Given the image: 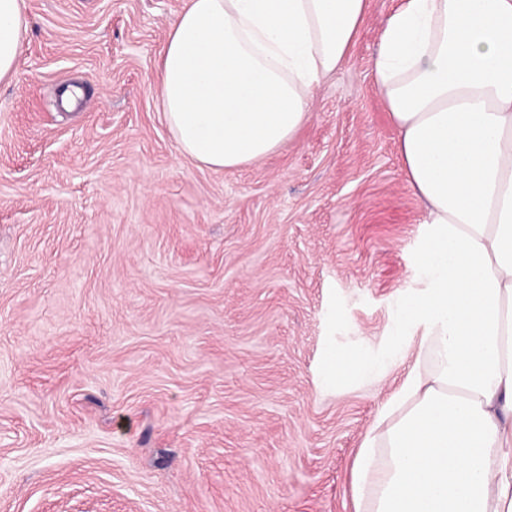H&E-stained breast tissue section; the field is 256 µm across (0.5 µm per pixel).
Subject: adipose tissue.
<instances>
[{
  "label": "adipose tissue",
  "mask_w": 512,
  "mask_h": 512,
  "mask_svg": "<svg viewBox=\"0 0 512 512\" xmlns=\"http://www.w3.org/2000/svg\"><path fill=\"white\" fill-rule=\"evenodd\" d=\"M367 0H187L158 66L178 151L257 162L309 118ZM23 0H0V81ZM429 233L404 298L417 354L352 469L355 512H512V0H400L372 68Z\"/></svg>",
  "instance_id": "ef3b65f1"
}]
</instances>
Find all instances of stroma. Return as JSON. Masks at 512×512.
Returning a JSON list of instances; mask_svg holds the SVG:
<instances>
[{
	"label": "stroma",
	"instance_id": "35a3bbf8",
	"mask_svg": "<svg viewBox=\"0 0 512 512\" xmlns=\"http://www.w3.org/2000/svg\"><path fill=\"white\" fill-rule=\"evenodd\" d=\"M24 2L0 82V512H354L425 286L372 76L397 0H368L287 146L220 171L158 110L186 0ZM336 351L377 365L330 382Z\"/></svg>",
	"mask_w": 512,
	"mask_h": 512
}]
</instances>
